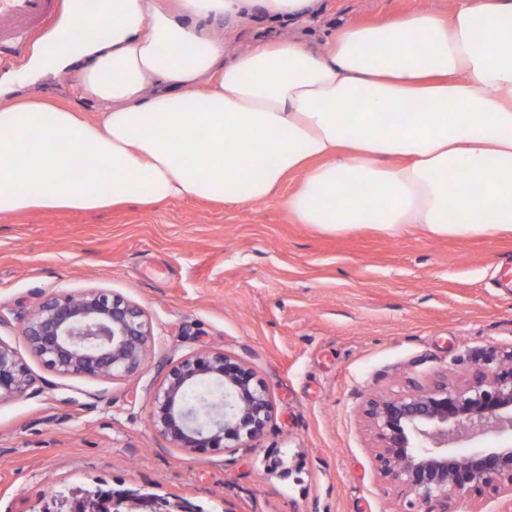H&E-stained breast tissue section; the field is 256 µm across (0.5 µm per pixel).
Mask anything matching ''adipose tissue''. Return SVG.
<instances>
[{
    "label": "adipose tissue",
    "instance_id": "ef3b65f1",
    "mask_svg": "<svg viewBox=\"0 0 512 512\" xmlns=\"http://www.w3.org/2000/svg\"><path fill=\"white\" fill-rule=\"evenodd\" d=\"M98 3L88 15L67 0L60 31L33 49L97 104L94 122L0 90V214L236 205L297 174L284 206L299 224L512 231V0L345 21L231 60L209 25H314L321 0ZM76 25L83 36L64 41Z\"/></svg>",
    "mask_w": 512,
    "mask_h": 512
}]
</instances>
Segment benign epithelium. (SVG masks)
I'll return each mask as SVG.
<instances>
[{
	"label": "benign epithelium",
	"mask_w": 512,
	"mask_h": 512,
	"mask_svg": "<svg viewBox=\"0 0 512 512\" xmlns=\"http://www.w3.org/2000/svg\"><path fill=\"white\" fill-rule=\"evenodd\" d=\"M21 336L34 355L61 376L112 379L145 362L151 323L140 307L102 290L55 294L21 319ZM207 384L213 390L190 394ZM412 390L370 399L365 414L381 446L378 472L413 496L410 512H459L472 496L504 498L512 506V361L478 366L471 381L454 385L436 374L410 381ZM34 385L16 352L0 342V400L24 397ZM270 420L266 388L243 363L222 351L197 350L170 364L153 396L155 430L189 452L250 448ZM476 442L468 455L455 452ZM150 512H190L180 501L148 498Z\"/></svg>",
	"instance_id": "obj_1"
}]
</instances>
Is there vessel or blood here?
<instances>
[{"label": "vessel or blood", "instance_id": "vessel-or-blood-1", "mask_svg": "<svg viewBox=\"0 0 512 512\" xmlns=\"http://www.w3.org/2000/svg\"><path fill=\"white\" fill-rule=\"evenodd\" d=\"M62 0H0V62L21 59L29 43L49 26Z\"/></svg>", "mask_w": 512, "mask_h": 512}]
</instances>
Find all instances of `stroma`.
<instances>
[{
  "instance_id": "35a3bbf8",
  "label": "stroma",
  "mask_w": 512,
  "mask_h": 512,
  "mask_svg": "<svg viewBox=\"0 0 512 512\" xmlns=\"http://www.w3.org/2000/svg\"><path fill=\"white\" fill-rule=\"evenodd\" d=\"M453 0H325L322 21H380ZM298 23L258 17L210 28L226 57ZM0 64V83L34 90L94 120L97 105L51 61ZM203 198L154 208L0 214V341L35 377L36 395L0 403V512H40L71 492L135 489L199 512H406L373 463L363 408L409 380L468 379L478 354L512 352V233L391 234L375 224L326 232L283 202ZM100 289L138 305L149 358L118 380L63 377L28 348L17 317L57 293ZM220 350L266 385L271 420L256 448L189 453L154 429L164 363Z\"/></svg>"
}]
</instances>
